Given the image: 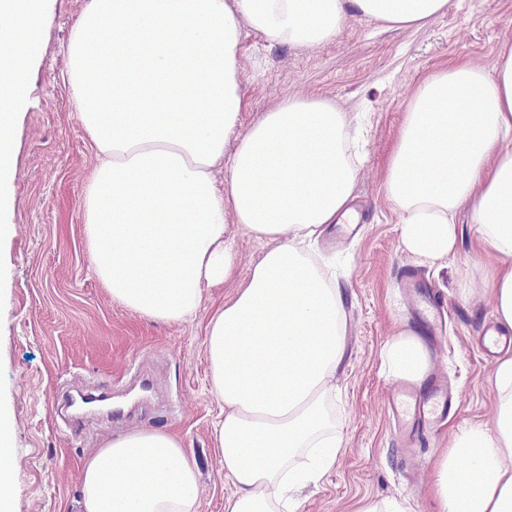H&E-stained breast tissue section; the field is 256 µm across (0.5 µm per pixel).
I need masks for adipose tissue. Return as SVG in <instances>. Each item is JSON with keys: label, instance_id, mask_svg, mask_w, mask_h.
Wrapping results in <instances>:
<instances>
[{"label": "adipose tissue", "instance_id": "ef3b65f1", "mask_svg": "<svg viewBox=\"0 0 512 512\" xmlns=\"http://www.w3.org/2000/svg\"><path fill=\"white\" fill-rule=\"evenodd\" d=\"M448 0H85L66 48L80 121L99 164L84 197L96 276L114 300L159 323L195 315L204 287L236 266L227 215L265 251L245 285L211 316L206 353L224 404L212 424L224 512H296L344 446L326 407L345 326L339 297L305 244L350 216L354 166L341 113L317 97L283 100L232 155L245 27L269 41L335 39L348 19L421 25ZM49 17L42 0H0V209L12 180V127ZM229 164L218 187L214 170ZM405 251L422 262L455 251L469 207L476 245L495 263L488 288L512 329V46L491 69L459 63L411 101L384 176ZM382 365L423 379L414 334L386 344ZM491 426L454 434L436 463L440 512H512V356L492 374ZM13 424L0 415V512L14 490ZM84 512H199L200 473L159 430L112 438L81 472Z\"/></svg>", "mask_w": 512, "mask_h": 512}]
</instances>
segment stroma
Segmentation results:
<instances>
[{
	"label": "stroma",
	"instance_id": "stroma-1",
	"mask_svg": "<svg viewBox=\"0 0 512 512\" xmlns=\"http://www.w3.org/2000/svg\"><path fill=\"white\" fill-rule=\"evenodd\" d=\"M84 0H46L50 23L27 79V99L13 131L15 177L0 239V411L14 420L13 512H83L86 458L121 434L161 429L179 438L201 470L200 512H224L229 487L211 422L220 405L211 392L206 326L248 279L264 248L234 230L233 279L203 291L194 317L178 324L147 320L113 301L95 276L83 200L96 157L65 81L64 51ZM512 40V0H448L420 27L390 28L350 18L331 42L276 44L248 30L240 48L243 108L237 138L284 98H322L346 125L362 121L365 159L351 205L354 226L330 225L313 247L334 274L346 336L328 409L344 446L334 471L304 491L297 512H358L363 500L400 495L415 512H434V463L451 433L489 426L490 377L496 356L478 344L494 323L486 299L491 259L477 249L467 210L448 260L430 265L400 247L398 216L386 200L385 171L410 100L429 76L468 62L488 69ZM407 330L432 359L417 393L432 381L457 397L449 413L398 432L389 401L399 386L382 368L385 344ZM143 397L127 412L72 414L78 394Z\"/></svg>",
	"mask_w": 512,
	"mask_h": 512
}]
</instances>
